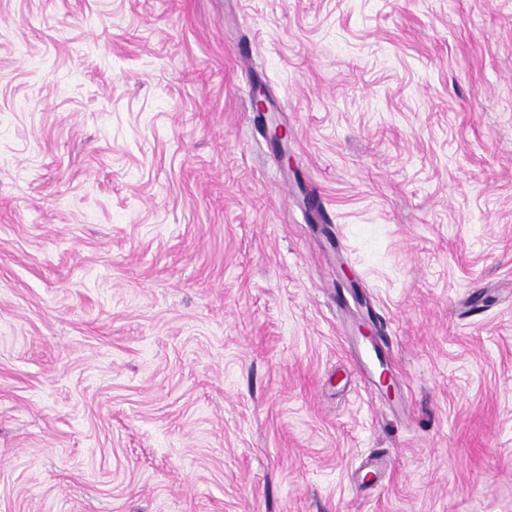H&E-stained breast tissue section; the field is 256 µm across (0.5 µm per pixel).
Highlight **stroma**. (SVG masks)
<instances>
[{"label":"stroma","instance_id":"1","mask_svg":"<svg viewBox=\"0 0 512 512\" xmlns=\"http://www.w3.org/2000/svg\"><path fill=\"white\" fill-rule=\"evenodd\" d=\"M0 512H512V0H0ZM253 107L255 112L263 116V127L270 144L278 149L280 157L288 163V154L283 146V142L288 140V129L279 122L275 112H270L268 96L261 85L255 86L253 90Z\"/></svg>","mask_w":512,"mask_h":512}]
</instances>
